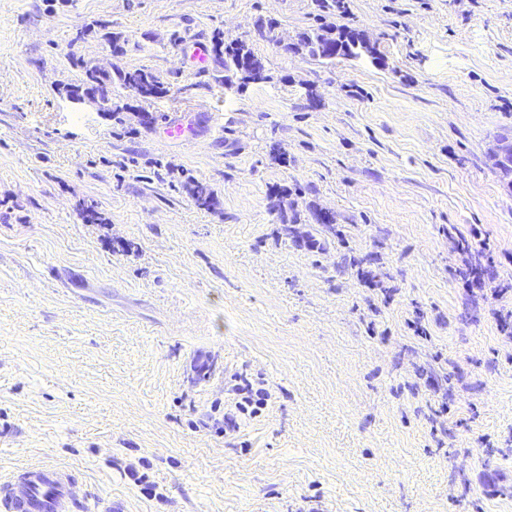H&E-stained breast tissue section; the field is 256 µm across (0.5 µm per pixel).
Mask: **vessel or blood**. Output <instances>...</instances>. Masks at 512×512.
Returning a JSON list of instances; mask_svg holds the SVG:
<instances>
[{
    "instance_id": "b4317fda",
    "label": "vessel or blood",
    "mask_w": 512,
    "mask_h": 512,
    "mask_svg": "<svg viewBox=\"0 0 512 512\" xmlns=\"http://www.w3.org/2000/svg\"><path fill=\"white\" fill-rule=\"evenodd\" d=\"M74 473L34 464L0 482V512H77L80 496Z\"/></svg>"
}]
</instances>
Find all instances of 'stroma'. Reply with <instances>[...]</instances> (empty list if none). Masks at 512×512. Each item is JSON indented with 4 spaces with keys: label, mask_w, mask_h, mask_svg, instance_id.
<instances>
[{
    "label": "stroma",
    "mask_w": 512,
    "mask_h": 512,
    "mask_svg": "<svg viewBox=\"0 0 512 512\" xmlns=\"http://www.w3.org/2000/svg\"><path fill=\"white\" fill-rule=\"evenodd\" d=\"M343 4L385 66L287 51L317 0H0V478L64 467L86 512H512V0ZM217 29L270 82L187 61ZM79 59L169 92L115 123L67 101ZM237 377L268 400L228 431ZM491 157H493L495 160L499 161L500 163H503L507 166H511L512 164V137H504L499 138L496 141V144L494 148L492 149L490 153ZM490 157V158H491ZM489 161L491 162V168L498 174L499 178L503 180L505 177H509L510 173H512V170L510 168H505L504 166H501L498 162H495L492 160V158ZM182 188L199 206L211 209L218 205L214 191L193 176L184 177Z\"/></svg>",
    "instance_id": "obj_1"
}]
</instances>
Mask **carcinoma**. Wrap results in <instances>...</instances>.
Listing matches in <instances>:
<instances>
[{
	"instance_id": "cac0c4a2",
	"label": "carcinoma",
	"mask_w": 512,
	"mask_h": 512,
	"mask_svg": "<svg viewBox=\"0 0 512 512\" xmlns=\"http://www.w3.org/2000/svg\"><path fill=\"white\" fill-rule=\"evenodd\" d=\"M318 26L302 32L298 37V47L310 56L331 62L338 57H353L360 54L354 48L357 31L338 28L327 21V16L318 15ZM212 59L222 69L221 82L235 87V93L241 95L250 85L267 83L271 75L267 61L256 55L244 41L226 39L224 32L218 30L212 35ZM109 86L117 85L145 95V100L159 98L168 93V88L159 75L146 68L119 70L111 76L103 77ZM183 190L200 206L211 209L218 205L214 191L193 176L184 177Z\"/></svg>"
}]
</instances>
